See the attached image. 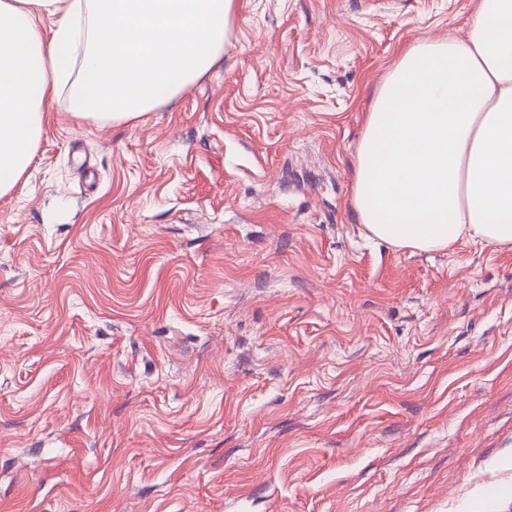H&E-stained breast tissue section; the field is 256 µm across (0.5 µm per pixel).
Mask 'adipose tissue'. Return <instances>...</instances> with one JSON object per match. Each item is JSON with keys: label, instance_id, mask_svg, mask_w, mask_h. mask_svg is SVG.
Returning <instances> with one entry per match:
<instances>
[{"label": "adipose tissue", "instance_id": "ef3b65f1", "mask_svg": "<svg viewBox=\"0 0 512 512\" xmlns=\"http://www.w3.org/2000/svg\"><path fill=\"white\" fill-rule=\"evenodd\" d=\"M234 0H0V197L27 170L60 87L82 121L176 98L224 51ZM57 15L45 34L38 12ZM352 208L420 251L466 236L512 250V0H480L467 43L403 49L359 140Z\"/></svg>", "mask_w": 512, "mask_h": 512}]
</instances>
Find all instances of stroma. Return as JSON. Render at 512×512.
<instances>
[{
	"label": "stroma",
	"instance_id": "1",
	"mask_svg": "<svg viewBox=\"0 0 512 512\" xmlns=\"http://www.w3.org/2000/svg\"><path fill=\"white\" fill-rule=\"evenodd\" d=\"M478 0H237L175 103H48L0 197V512H512V251L366 236L400 50Z\"/></svg>",
	"mask_w": 512,
	"mask_h": 512
}]
</instances>
